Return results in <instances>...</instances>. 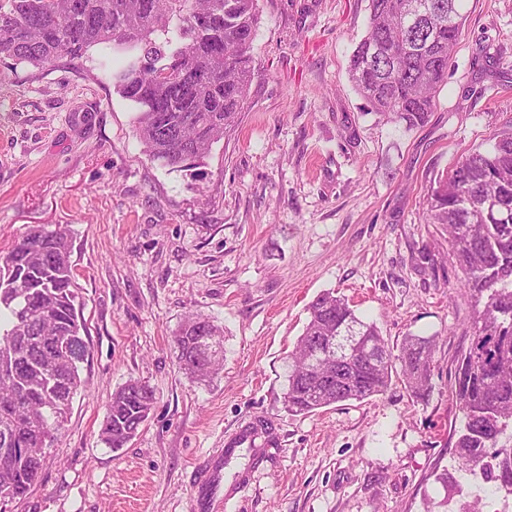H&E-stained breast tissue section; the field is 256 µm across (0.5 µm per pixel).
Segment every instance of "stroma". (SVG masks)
<instances>
[{"label":"stroma","instance_id":"obj_1","mask_svg":"<svg viewBox=\"0 0 512 512\" xmlns=\"http://www.w3.org/2000/svg\"><path fill=\"white\" fill-rule=\"evenodd\" d=\"M257 4L239 123L182 168L143 153L133 106L95 61L0 59V251L30 225H69L89 345L39 477L6 512H193L194 463L258 418L277 452L223 512H439L473 309L426 211L461 157L512 128V0H463L448 78L412 128L366 111L348 78L369 0ZM326 291L389 345L434 338L428 398L395 381L364 401L284 410L282 357ZM194 315L224 328V364L202 381L174 344ZM133 380L154 407L114 450L100 439L106 405Z\"/></svg>","mask_w":512,"mask_h":512}]
</instances>
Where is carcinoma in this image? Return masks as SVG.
Returning a JSON list of instances; mask_svg holds the SVG:
<instances>
[{
    "label": "carcinoma",
    "instance_id": "cac0c4a2",
    "mask_svg": "<svg viewBox=\"0 0 512 512\" xmlns=\"http://www.w3.org/2000/svg\"><path fill=\"white\" fill-rule=\"evenodd\" d=\"M370 24L350 58L348 75L372 112L395 113L408 127L426 120L448 77L462 32L461 0H431L414 28L418 0H369ZM213 14L202 30L196 17ZM257 0H0V59L37 68L73 64L100 50L98 70L136 108V134L148 157L180 168L203 157L235 126L254 78L251 47ZM211 73L213 82L193 76ZM427 221L446 227L451 257L464 273L475 310L472 339L455 369L462 414L453 443L458 470L480 471L496 493L512 495V131L459 160L431 190ZM71 229L28 227L0 251V498H23L38 478L46 449L65 422L89 356L72 263ZM293 349L283 357V405L308 414L386 391L396 374L410 394L429 396L434 340L407 336L390 354L381 331L348 301L327 292L308 308ZM203 317L174 336L178 362L201 380L224 360V342L198 332ZM352 336L386 361L352 367L344 384L324 376L334 359L305 375L309 343ZM155 400L131 381L112 393L102 441L121 448L148 419Z\"/></svg>",
    "mask_w": 512,
    "mask_h": 512
}]
</instances>
